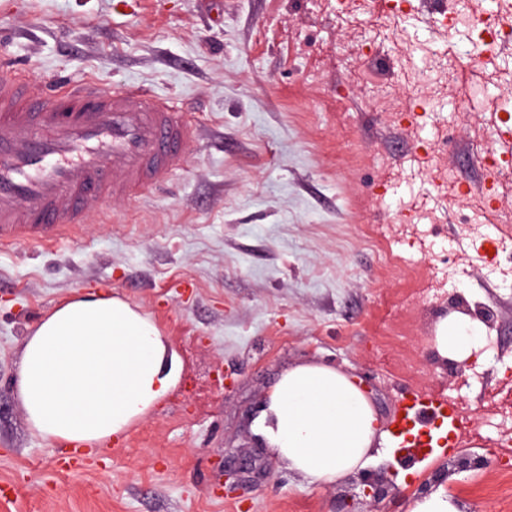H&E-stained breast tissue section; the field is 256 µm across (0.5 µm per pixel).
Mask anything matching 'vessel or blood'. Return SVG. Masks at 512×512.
Listing matches in <instances>:
<instances>
[{
  "label": "vessel or blood",
  "instance_id": "1",
  "mask_svg": "<svg viewBox=\"0 0 512 512\" xmlns=\"http://www.w3.org/2000/svg\"><path fill=\"white\" fill-rule=\"evenodd\" d=\"M199 138L196 123L147 91L111 92L88 80L36 93L1 69L0 241H54L89 207L164 183ZM419 424L447 426L452 447L466 420L440 396L413 390L394 433Z\"/></svg>",
  "mask_w": 512,
  "mask_h": 512
}]
</instances>
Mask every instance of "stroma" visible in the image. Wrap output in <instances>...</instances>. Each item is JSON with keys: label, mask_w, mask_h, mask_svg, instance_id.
Wrapping results in <instances>:
<instances>
[{"label": "stroma", "mask_w": 512, "mask_h": 512, "mask_svg": "<svg viewBox=\"0 0 512 512\" xmlns=\"http://www.w3.org/2000/svg\"><path fill=\"white\" fill-rule=\"evenodd\" d=\"M339 26L316 0H0V64L34 89L93 80L145 88L197 121L168 183L90 209L80 232L51 244L0 243V512H340L361 489L305 482L275 455L246 500L224 495V450L251 454L254 413L297 365L360 383L391 436L403 394L442 395L471 429L458 450L487 465L454 474L467 512H512L500 463L512 426V287L475 260L454 212L435 226L448 257L411 244L393 223L424 208L438 170L472 184L468 149L500 94L450 117L454 143L432 169H410L419 131L368 110L336 51L371 37ZM383 226L381 250L363 229ZM402 279L383 273L387 253ZM104 288L159 327L180 361L175 386L125 437L72 448L33 433L17 389L22 344L58 303ZM493 312L476 371L442 362L431 338L449 296ZM447 454L417 458L403 495L367 512H409Z\"/></svg>", "instance_id": "stroma-1"}]
</instances>
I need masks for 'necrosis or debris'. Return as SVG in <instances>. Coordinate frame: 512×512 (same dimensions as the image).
I'll return each instance as SVG.
<instances>
[{"label": "necrosis or debris", "instance_id": "necrosis-or-debris-1", "mask_svg": "<svg viewBox=\"0 0 512 512\" xmlns=\"http://www.w3.org/2000/svg\"><path fill=\"white\" fill-rule=\"evenodd\" d=\"M323 8L346 25L368 24L379 31V39L354 45L337 56V67L353 82L369 84L373 95L367 106L391 115L396 126L415 127L430 119L435 132L419 142L412 155L418 170L428 169L432 160L447 153L452 141L448 123L436 116L434 101L438 90H453L455 109L469 111L474 87L459 90L457 75L465 70L481 74V87L512 92V0H492L484 9L482 0H322ZM413 21L440 33L446 42L438 53H430L420 41L406 42L396 51V71L384 77L387 43L384 33ZM433 55L432 64H420V57ZM512 120V114L495 113L490 129H477L472 154L481 172L480 181L461 189L455 172H444L436 180L435 197L442 203L459 205L460 224L473 227L472 237L480 246L491 247L483 262L504 273L512 271V240L493 238L487 232L492 223L512 221L499 199L507 177L512 176V154L485 147L484 140L497 136Z\"/></svg>", "mask_w": 512, "mask_h": 512}]
</instances>
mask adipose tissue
<instances>
[{
	"label": "adipose tissue",
	"mask_w": 512,
	"mask_h": 512,
	"mask_svg": "<svg viewBox=\"0 0 512 512\" xmlns=\"http://www.w3.org/2000/svg\"><path fill=\"white\" fill-rule=\"evenodd\" d=\"M481 328L451 315L434 345L468 359ZM179 375L152 318L98 290L53 307L23 341L17 388L30 429L74 445L124 436ZM289 469L311 484H340L374 458L382 433L355 380L333 367L304 364L273 386L256 423Z\"/></svg>",
	"instance_id": "ef3b65f1"
}]
</instances>
